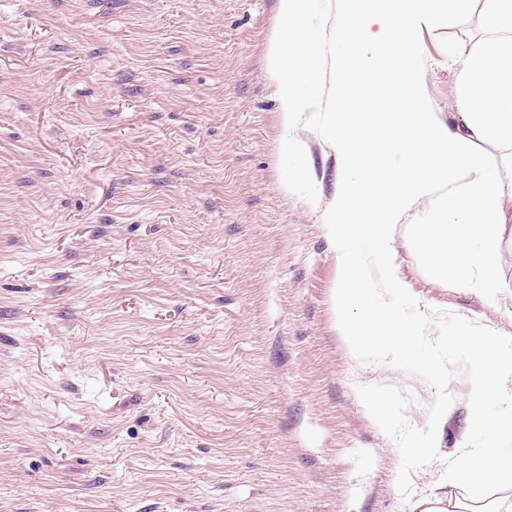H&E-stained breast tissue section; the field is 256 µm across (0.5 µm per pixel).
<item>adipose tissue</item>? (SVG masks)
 <instances>
[{"label": "adipose tissue", "mask_w": 512, "mask_h": 512, "mask_svg": "<svg viewBox=\"0 0 512 512\" xmlns=\"http://www.w3.org/2000/svg\"><path fill=\"white\" fill-rule=\"evenodd\" d=\"M337 24L306 27L322 0H278L279 28L268 54L284 127L304 112H325L321 139L334 151L339 180L325 212L337 251L333 302L349 352L413 350L423 322L401 324L396 299H412L394 263L404 212L426 201L443 220L412 228L430 271L452 288L495 305L500 233L512 223V0H339ZM482 35L454 48L456 110L440 120L422 88L420 37L473 13ZM379 83L367 95L362 80ZM497 145L500 158L484 147ZM400 153L404 166L384 164ZM361 307L352 317L353 307Z\"/></svg>", "instance_id": "1"}]
</instances>
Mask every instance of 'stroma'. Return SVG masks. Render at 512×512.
<instances>
[{"label":"stroma","instance_id":"stroma-1","mask_svg":"<svg viewBox=\"0 0 512 512\" xmlns=\"http://www.w3.org/2000/svg\"><path fill=\"white\" fill-rule=\"evenodd\" d=\"M278 0H0V512H415L469 433L403 499L395 441L358 386L429 424L435 389L363 365L338 331L324 212L338 166L308 112L285 131L267 70ZM423 33V88L455 109L453 42ZM311 177L288 180L284 134ZM401 279L430 309L512 336L433 278L405 227Z\"/></svg>","mask_w":512,"mask_h":512}]
</instances>
